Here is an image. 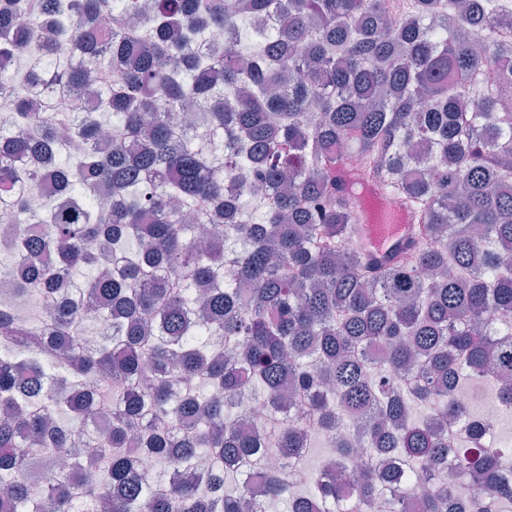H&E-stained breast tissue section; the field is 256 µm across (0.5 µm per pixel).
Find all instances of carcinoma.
<instances>
[{
	"mask_svg": "<svg viewBox=\"0 0 512 512\" xmlns=\"http://www.w3.org/2000/svg\"><path fill=\"white\" fill-rule=\"evenodd\" d=\"M6 56L0 512H264L255 482L288 512H410L412 469L448 471L417 512H512L505 449L453 439L462 380L512 410L501 0H0ZM370 182L417 224L384 267L351 243ZM256 400L284 418L248 423ZM308 423L330 447L295 492Z\"/></svg>",
	"mask_w": 512,
	"mask_h": 512,
	"instance_id": "cac0c4a2",
	"label": "carcinoma"
}]
</instances>
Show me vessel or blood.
<instances>
[{"label":"vessel or blood","instance_id":"obj_1","mask_svg":"<svg viewBox=\"0 0 512 512\" xmlns=\"http://www.w3.org/2000/svg\"><path fill=\"white\" fill-rule=\"evenodd\" d=\"M360 222L352 240L355 248L363 250L368 261L389 264L412 245V217L401 211L396 224L379 223L378 217L385 208L382 195L375 185L364 187L356 201Z\"/></svg>","mask_w":512,"mask_h":512}]
</instances>
